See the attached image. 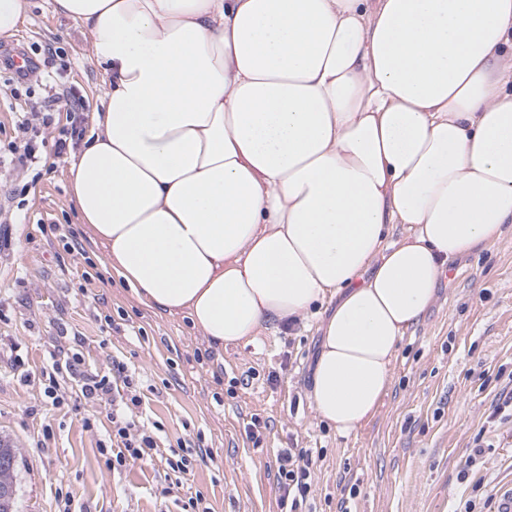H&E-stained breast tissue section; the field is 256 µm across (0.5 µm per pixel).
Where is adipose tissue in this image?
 <instances>
[{
  "label": "adipose tissue",
  "instance_id": "obj_1",
  "mask_svg": "<svg viewBox=\"0 0 512 512\" xmlns=\"http://www.w3.org/2000/svg\"><path fill=\"white\" fill-rule=\"evenodd\" d=\"M55 3L110 77L69 194L112 276L218 349L335 297L309 398L358 432L512 230V0Z\"/></svg>",
  "mask_w": 512,
  "mask_h": 512
}]
</instances>
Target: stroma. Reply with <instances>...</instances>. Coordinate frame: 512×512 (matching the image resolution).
<instances>
[{
  "label": "stroma",
  "instance_id": "obj_1",
  "mask_svg": "<svg viewBox=\"0 0 512 512\" xmlns=\"http://www.w3.org/2000/svg\"><path fill=\"white\" fill-rule=\"evenodd\" d=\"M20 52L83 98V125L91 127L108 76L82 27L55 0H32L15 36L0 41V151L17 114L39 111L46 95L35 86L11 96L6 62ZM70 162L49 158L37 177L0 166V222L10 235L0 248V439L20 452L15 512H58L65 497L77 512H181L197 494L210 512H279L282 448L316 456L313 512H463L512 480V418L493 413L512 387V233L446 272L437 303L399 347L378 413L341 437L308 398L321 309L212 348L186 316L145 308L111 281L105 250L88 231L80 233L82 253L64 249L58 226L79 225ZM72 338L85 370L106 374L120 360L137 373L143 408L160 428L153 463L107 468L100 448L112 408L80 400V378H60L63 402H47L51 355ZM256 420L257 444L249 436ZM176 443L192 469L174 486L165 460ZM476 447L482 455L473 466ZM203 448L212 459L200 457Z\"/></svg>",
  "mask_w": 512,
  "mask_h": 512
}]
</instances>
